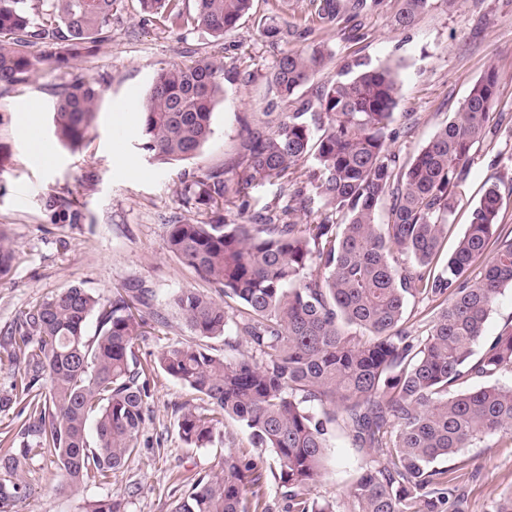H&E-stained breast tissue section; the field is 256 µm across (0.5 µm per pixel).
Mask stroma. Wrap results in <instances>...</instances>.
Masks as SVG:
<instances>
[{
	"label": "stroma",
	"mask_w": 512,
	"mask_h": 512,
	"mask_svg": "<svg viewBox=\"0 0 512 512\" xmlns=\"http://www.w3.org/2000/svg\"><path fill=\"white\" fill-rule=\"evenodd\" d=\"M399 0H381L359 18L362 39L350 40L347 23L322 28L309 0H253L250 15L224 37L202 28L170 29L141 13L138 0H121L107 37L93 53L70 69L37 63L22 83L0 88V229L9 237L16 260L0 280V330L13 325L32 304L79 285L102 299L118 289L139 286L153 292V309L166 323L139 337L135 351L148 378L145 422L139 451L112 477L111 484H88L62 491L58 466L45 461L24 463L25 497L15 512H81L84 501L112 496L125 512H170L198 478L215 472L233 450L255 458L264 478L263 512H287L288 501L273 474L270 452L252 447L249 436L225 419L213 441L197 448L178 434L182 407L206 404L184 385L157 368L161 350L193 335L173 307L183 288L207 284L166 249L169 224L177 220H210L207 208L187 203L184 185L200 168L230 167L237 157L239 118L262 119L271 97L267 75L285 45L267 41L259 21H287L313 30L328 46L332 62L320 80L334 79L347 61L388 63L400 76L399 103L393 125L401 134L394 148L402 158L414 156L467 97L488 66H496L501 85L494 113L503 117L473 150L469 174L449 218L448 248H455L471 220L485 183L498 182L502 196L499 221L512 228V0H432L414 27L393 24ZM219 52L226 67L242 76L226 82V95L214 106L213 134L194 158L160 163L142 150V115L131 105L143 104L159 69L187 64ZM83 75L103 90L80 149L63 148L53 135L50 112L57 91ZM38 126L50 150L36 158L24 122ZM326 473L313 488L315 497L349 512L350 482L369 457L387 461L388 451L353 446L342 430L330 439ZM465 467L456 483L466 512H485L487 504L512 489V440L489 438L463 449Z\"/></svg>",
	"instance_id": "1"
}]
</instances>
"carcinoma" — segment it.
<instances>
[{
    "label": "carcinoma",
    "mask_w": 512,
    "mask_h": 512,
    "mask_svg": "<svg viewBox=\"0 0 512 512\" xmlns=\"http://www.w3.org/2000/svg\"><path fill=\"white\" fill-rule=\"evenodd\" d=\"M121 0H0V86L19 82L43 61L68 69L104 41ZM143 14L171 29L204 28L215 37L236 28L253 0H138ZM394 25L406 30L431 0H401ZM379 0H310L333 24L357 18ZM271 43L294 42L268 76L276 119H241L231 172L202 169L185 184L187 199L208 208L232 205L241 222L169 225L167 250L211 284L184 288L173 305L192 334L224 337V356L194 342L167 346L159 367L199 394L208 412L184 408L180 438L203 447L224 417L248 432L252 447L272 451L288 512H336L310 496L324 474L329 425L358 448H387L390 462L370 458L354 478L353 512H465L449 474L435 468L488 437L512 441V384L449 390L464 379L512 372V325L484 338V324L503 288L512 285V229L498 224L500 192L489 185L455 250L443 254L455 191L468 176L472 151L487 136L500 76L490 65L454 117L403 162L391 143L399 79L390 66L345 63L336 79L299 91L329 57L297 26L269 24ZM39 48L36 56L27 51ZM224 94V61L203 56L156 73L142 109V149L159 161L199 154L211 135L212 105ZM102 90L80 78L52 106L57 139L76 149L85 140ZM313 165L305 166L308 160ZM282 181L298 206L250 213L247 190ZM327 216L307 222L309 190ZM388 199L387 222L378 210ZM493 257L473 267L489 246ZM15 251L0 235V279ZM435 304L426 335L404 327L407 300ZM153 295L125 288L102 303L73 286L27 308L0 348L17 368L0 409L18 408L21 448L0 457V512L25 496L21 462L49 460L64 488L107 485L133 454L145 421V370L134 344L164 324L149 318ZM98 313L94 335L87 322ZM356 328L359 333L351 332ZM252 354L233 355L230 330ZM263 473L231 450L220 469L199 479L171 512H258ZM82 512H124L110 496Z\"/></svg>",
    "instance_id": "carcinoma-1"
}]
</instances>
